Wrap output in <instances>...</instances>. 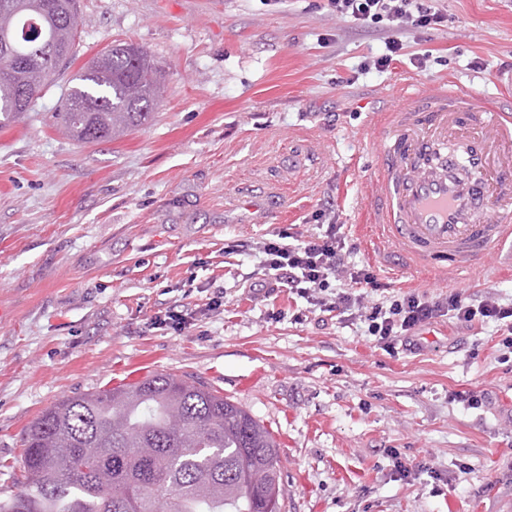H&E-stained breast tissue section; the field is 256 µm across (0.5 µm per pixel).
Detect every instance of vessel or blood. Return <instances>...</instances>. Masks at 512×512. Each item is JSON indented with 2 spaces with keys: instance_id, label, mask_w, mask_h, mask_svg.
Listing matches in <instances>:
<instances>
[{
  "instance_id": "b4317fda",
  "label": "vessel or blood",
  "mask_w": 512,
  "mask_h": 512,
  "mask_svg": "<svg viewBox=\"0 0 512 512\" xmlns=\"http://www.w3.org/2000/svg\"><path fill=\"white\" fill-rule=\"evenodd\" d=\"M384 244L470 266L512 239V113L463 89L414 93L383 125Z\"/></svg>"
}]
</instances>
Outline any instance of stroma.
<instances>
[{"label": "stroma", "instance_id": "stroma-1", "mask_svg": "<svg viewBox=\"0 0 512 512\" xmlns=\"http://www.w3.org/2000/svg\"><path fill=\"white\" fill-rule=\"evenodd\" d=\"M443 27L355 24L329 0H82L77 56L33 112L0 129V490L18 491L23 433L69 395L187 376L279 446L280 512H512V361L495 324L438 318L389 353L360 322L288 288L256 299L253 243L345 225L380 289L512 296V247L460 269L375 236L377 118L404 93L460 87L512 101V0H434ZM400 60L377 65L391 38ZM118 42L168 89L130 134L78 142L53 112L70 75ZM224 294L183 331L152 324ZM481 398L478 408L454 400Z\"/></svg>", "mask_w": 512, "mask_h": 512}]
</instances>
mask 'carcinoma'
<instances>
[{
  "instance_id": "cac0c4a2",
  "label": "carcinoma",
  "mask_w": 512,
  "mask_h": 512,
  "mask_svg": "<svg viewBox=\"0 0 512 512\" xmlns=\"http://www.w3.org/2000/svg\"><path fill=\"white\" fill-rule=\"evenodd\" d=\"M0 0V128L32 110L75 56L81 0ZM52 45L58 66L39 49ZM56 119L83 143L146 124L165 71L119 43L73 77ZM280 457L272 434L201 384L155 374L134 384L63 396L25 430L23 490L0 512H279Z\"/></svg>"
}]
</instances>
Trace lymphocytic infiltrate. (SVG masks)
I'll return each mask as SVG.
<instances>
[{
	"instance_id": "1",
	"label": "lymphocytic infiltrate",
	"mask_w": 512,
	"mask_h": 512,
	"mask_svg": "<svg viewBox=\"0 0 512 512\" xmlns=\"http://www.w3.org/2000/svg\"><path fill=\"white\" fill-rule=\"evenodd\" d=\"M330 4L338 16L354 23L387 20L430 28L446 20L431 0H330ZM351 252L339 224L305 236L281 230L276 238L253 247L260 266L272 272L274 279L255 282L252 289L265 295L272 283L288 286L312 308L365 322L376 345L389 352L411 346L417 327L443 316L469 326L494 322L506 327L502 346L512 351V301L491 295L477 300L458 292L435 298L407 292L373 303L368 293L376 289L378 279L366 270H352Z\"/></svg>"
}]
</instances>
